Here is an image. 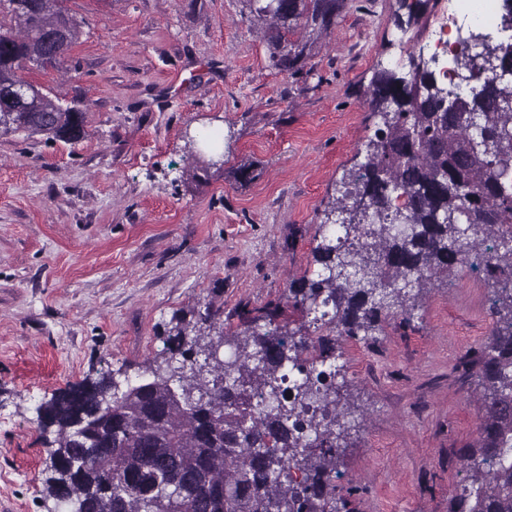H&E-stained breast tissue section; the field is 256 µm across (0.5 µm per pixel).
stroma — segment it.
Listing matches in <instances>:
<instances>
[{"mask_svg": "<svg viewBox=\"0 0 512 512\" xmlns=\"http://www.w3.org/2000/svg\"><path fill=\"white\" fill-rule=\"evenodd\" d=\"M438 2L403 31L401 0H348L291 76L244 0H66L80 42L33 77L76 102L86 137L0 135V512H62L40 405L166 367L175 318L208 303L225 353L262 310L306 336L303 359L341 365L355 425L338 512H448L479 440L491 279L458 266L366 340L312 324L290 293L314 278L324 211L381 125L374 73L408 72Z\"/></svg>", "mask_w": 512, "mask_h": 512, "instance_id": "1", "label": "stroma"}]
</instances>
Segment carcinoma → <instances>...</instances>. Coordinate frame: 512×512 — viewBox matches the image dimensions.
<instances>
[{
    "label": "carcinoma",
    "instance_id": "obj_1",
    "mask_svg": "<svg viewBox=\"0 0 512 512\" xmlns=\"http://www.w3.org/2000/svg\"><path fill=\"white\" fill-rule=\"evenodd\" d=\"M0 0V135L24 133L77 144L84 115L55 102L22 71L57 69L81 36L65 0ZM263 33L272 66L290 75L310 57L309 40L330 33L346 0H245ZM470 38L495 62L477 90H453L435 73L377 72L370 83L383 126L365 144V162L346 175L329 207L348 220L324 235L318 277L295 291L306 312L332 306L339 335L367 340L380 317L410 320L413 290L474 254L496 277V322L481 351L483 418L466 479L448 512H512V53ZM167 340L169 376L115 390L111 373L52 397L40 425L58 429L47 449L44 491L81 512H336L339 370L308 367L307 344L278 328L245 331L231 362L212 357L224 338L219 310L208 304L180 318ZM204 359H199V356ZM301 375L278 383L285 363ZM168 481L173 488L162 486Z\"/></svg>",
    "mask_w": 512,
    "mask_h": 512
}]
</instances>
